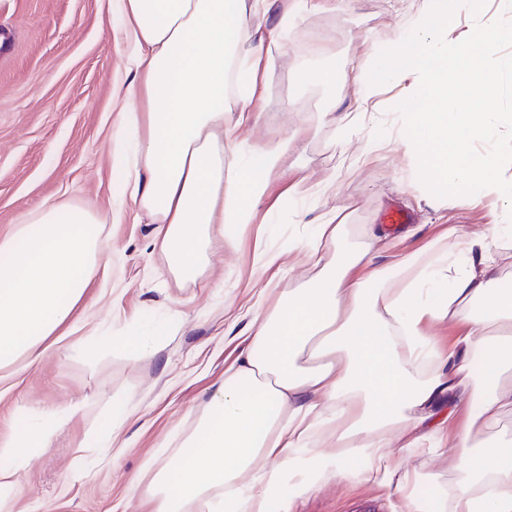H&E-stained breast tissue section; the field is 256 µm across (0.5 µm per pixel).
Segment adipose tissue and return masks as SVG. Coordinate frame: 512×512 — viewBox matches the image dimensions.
Here are the masks:
<instances>
[{
    "label": "adipose tissue",
    "mask_w": 512,
    "mask_h": 512,
    "mask_svg": "<svg viewBox=\"0 0 512 512\" xmlns=\"http://www.w3.org/2000/svg\"><path fill=\"white\" fill-rule=\"evenodd\" d=\"M281 2L268 31L238 19L265 16L269 0L113 2L125 96L142 103L112 106L118 203L154 224L153 249L177 284L207 272L225 225L254 223L253 202L287 160L291 138L249 144L238 134L259 120L266 66L310 7ZM511 14L512 0L491 13L484 0H420L378 79L361 66L300 68L302 81L328 87L352 77L362 112L375 109L378 83L403 84L398 145L417 159V181L462 203L493 198L502 218L390 263L328 220L292 242L314 275L248 307L239 355L158 471L153 512H272L281 496L345 481L385 489L396 512H512V289L495 276L512 241V178L469 149L473 137L495 136L486 105L512 72L499 22ZM106 224L80 204L46 203L0 236L5 376L72 325L111 269ZM448 322L465 332L444 350L430 329ZM61 422L45 411L0 439V491ZM415 456L443 459L453 480L409 467ZM351 458L359 470L346 469Z\"/></svg>",
    "instance_id": "obj_1"
}]
</instances>
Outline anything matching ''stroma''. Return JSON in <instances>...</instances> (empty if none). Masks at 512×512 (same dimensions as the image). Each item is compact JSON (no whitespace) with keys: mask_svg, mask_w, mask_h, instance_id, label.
<instances>
[{"mask_svg":"<svg viewBox=\"0 0 512 512\" xmlns=\"http://www.w3.org/2000/svg\"><path fill=\"white\" fill-rule=\"evenodd\" d=\"M112 2L0 0V235L40 205L70 200L111 213L106 244L113 256L111 272L89 289L69 334L0 385V438L35 413L66 416L47 448L19 472L10 512H151L147 490L169 445L190 429L241 349L245 308L266 285L294 288L311 276L288 244L329 208L341 207L351 244L380 236L383 262L424 249L450 228L500 219L489 198L467 207L444 195H423L413 178L415 159L395 145L359 160L358 139L341 140L334 122L357 107L352 82L332 89L297 85L295 68L317 65L306 55L314 42L332 48L339 69L364 63L377 71L412 2L335 0V9L308 13L291 33L285 52L270 64L258 124L239 132L250 143L295 138L285 165L254 205L257 215H273L268 230L284 278L271 279L254 265L251 224L233 243L213 246L203 277L184 285L167 280L160 255L149 246L153 225L113 206L119 177L108 146L117 115L109 105L123 94L128 76ZM371 46L377 54L370 58ZM494 121L495 140L473 141L472 148L493 153L510 177L512 77L504 80ZM334 169L342 172L334 199L303 210L289 202L288 188L299 174L318 177ZM395 206L410 214L409 223L384 224V213ZM113 333L128 336V343L102 344L86 354L92 337ZM140 336L154 338L155 354L141 353ZM114 420L119 436L104 457L95 443ZM135 481L141 491L134 495ZM291 512H394V499L369 485L328 483L296 499Z\"/></svg>","mask_w":512,"mask_h":512,"instance_id":"1","label":"stroma"}]
</instances>
